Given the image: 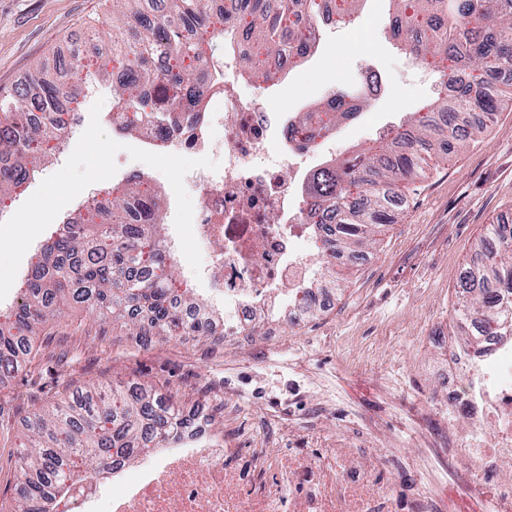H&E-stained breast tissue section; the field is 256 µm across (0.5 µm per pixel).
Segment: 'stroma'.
Wrapping results in <instances>:
<instances>
[{"instance_id":"stroma-1","label":"stroma","mask_w":512,"mask_h":512,"mask_svg":"<svg viewBox=\"0 0 512 512\" xmlns=\"http://www.w3.org/2000/svg\"><path fill=\"white\" fill-rule=\"evenodd\" d=\"M111 10V0H0V90L30 84L40 67L54 68L64 53L111 60ZM388 22L387 0H366L347 24L322 30L318 52L284 71L277 84L256 83L237 70L230 78L246 98L283 106L292 116L375 70L379 92L356 120L337 128L335 152L317 161L362 151L384 128L437 95L435 77L390 39ZM79 109L68 151L42 166L0 221L1 310L9 309L23 274L64 213L61 193L77 201L96 183H117L122 170L143 174L181 198L178 209L162 210V233L177 245L175 279L184 280L205 260L190 224L198 194L184 180L198 159L145 151L137 138L109 128L107 87L87 96ZM402 193L394 223L342 267L324 309L301 318L281 309L293 328L276 339L259 330L217 348L201 336L194 355L184 357L176 340L144 342L125 323L97 321L79 307L42 328L22 370L0 383V512L14 507L27 424L78 386H156L181 405L202 409L211 433L223 435L232 448L294 447L299 423L317 424L324 438L354 448H396L424 428L443 435L447 380L455 374L445 338L453 330L458 277L487 226L512 220V101L448 166ZM424 335L430 344H409V337ZM207 380L225 384L223 397L204 388ZM253 392L263 395L265 413L252 406Z\"/></svg>"}]
</instances>
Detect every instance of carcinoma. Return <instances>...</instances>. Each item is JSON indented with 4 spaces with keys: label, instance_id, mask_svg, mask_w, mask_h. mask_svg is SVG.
<instances>
[{
    "label": "carcinoma",
    "instance_id": "cac0c4a2",
    "mask_svg": "<svg viewBox=\"0 0 512 512\" xmlns=\"http://www.w3.org/2000/svg\"><path fill=\"white\" fill-rule=\"evenodd\" d=\"M305 17L294 0H166L161 18L146 13L147 0H112L128 9L108 24L126 32L115 45L120 77L112 82L113 111L133 114L118 130L166 135L175 112H195L203 90L224 82V43L236 48L242 72L268 83L294 68L320 46V17L332 11L342 22L363 0H309ZM394 40L439 77L437 98L410 113L383 135L386 146L317 169L304 187L306 220L332 224L321 238L326 257L352 264L377 229L391 224L400 187L413 181L428 160L448 159L486 130L484 118L498 111L512 82V0H389ZM36 119L23 106L30 91L0 94V205L21 189L57 150L69 128L67 112L51 107L65 94L49 74L32 80ZM365 106L351 88L334 91L315 109L289 122L284 135L299 147L310 131L328 133ZM134 176L93 201L41 252L28 274L21 301L0 319V376L19 371L31 353V334L71 303L97 319L116 321L133 307L151 314L140 335L176 338L208 334L176 308L170 294L165 241L158 237L161 207ZM477 265L460 277L463 305L457 321L479 322V336L512 329V222L490 224L476 248ZM194 414L153 386L131 383L72 391L63 404L35 415L20 446L14 512H55L75 478L93 467H112L115 457L168 448L189 434Z\"/></svg>",
    "mask_w": 512,
    "mask_h": 512
}]
</instances>
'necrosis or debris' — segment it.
Listing matches in <instances>:
<instances>
[{
  "mask_svg": "<svg viewBox=\"0 0 512 512\" xmlns=\"http://www.w3.org/2000/svg\"><path fill=\"white\" fill-rule=\"evenodd\" d=\"M206 102L204 112L183 113L165 150L219 159L186 177L198 192L192 221L208 256L187 279L211 287L227 316L225 335L243 336L254 330L258 307L300 299L303 283L320 273L301 187L324 140L274 149L282 115L245 100L231 80ZM482 342L481 352L451 354L448 452L469 491L483 492L492 512H512V340ZM430 450L427 439H413L395 469L380 448H254L244 457L219 440L157 448L134 476L115 462L110 495L92 477L60 512H461L456 494L424 479Z\"/></svg>",
  "mask_w": 512,
  "mask_h": 512,
  "instance_id": "necrosis-or-debris-1",
  "label": "necrosis or debris"
}]
</instances>
